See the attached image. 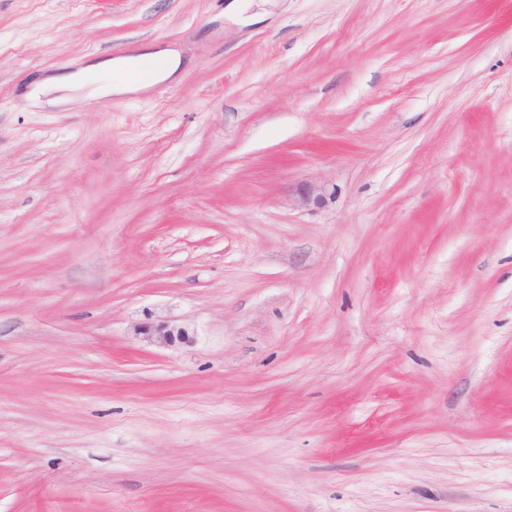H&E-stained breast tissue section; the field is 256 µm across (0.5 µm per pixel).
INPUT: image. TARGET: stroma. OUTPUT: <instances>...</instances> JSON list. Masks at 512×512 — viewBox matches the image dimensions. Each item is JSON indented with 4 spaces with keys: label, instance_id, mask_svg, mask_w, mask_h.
<instances>
[{
    "label": "stroma",
    "instance_id": "stroma-1",
    "mask_svg": "<svg viewBox=\"0 0 512 512\" xmlns=\"http://www.w3.org/2000/svg\"><path fill=\"white\" fill-rule=\"evenodd\" d=\"M227 2L0 0V512H512V0ZM163 59L162 67L156 72L154 82L164 81L174 75L181 65V60L174 54H146L115 58L98 65H90L67 75H51L43 78L28 94L33 104L41 103V96L59 87H93L92 93L120 96L149 88L153 82L130 83L116 76L120 71L143 67L152 59ZM112 73V81L109 75ZM136 336H144L151 342L176 346L192 342L189 330L178 324L147 322L134 329Z\"/></svg>",
    "mask_w": 512,
    "mask_h": 512
}]
</instances>
